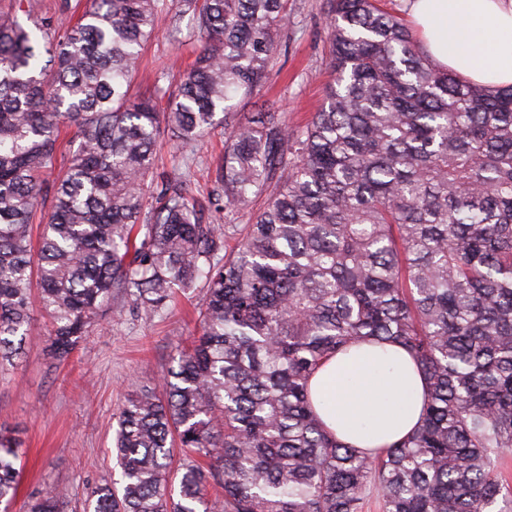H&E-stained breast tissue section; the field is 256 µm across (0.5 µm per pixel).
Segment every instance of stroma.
Returning a JSON list of instances; mask_svg holds the SVG:
<instances>
[{
  "instance_id": "stroma-1",
  "label": "stroma",
  "mask_w": 512,
  "mask_h": 512,
  "mask_svg": "<svg viewBox=\"0 0 512 512\" xmlns=\"http://www.w3.org/2000/svg\"><path fill=\"white\" fill-rule=\"evenodd\" d=\"M290 2V23L278 36L280 68L270 73L260 96L277 100L295 126L321 108L331 74L327 0ZM172 16L168 9L159 14L132 95H150L160 87L175 91L194 60L200 44L189 38L174 41ZM186 157L194 160L195 180L206 181L223 161V128L192 145L163 140L157 164L169 170ZM197 304V298L182 297L147 316L115 297L113 307L64 363L50 353L47 317L33 309V330L21 356L0 362V431L18 438L22 448L23 474L13 512H23L31 497L52 486L67 489L66 512H83L96 486L120 480L112 452L119 410L136 392L157 388L178 350L197 331Z\"/></svg>"
}]
</instances>
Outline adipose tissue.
Segmentation results:
<instances>
[{
  "label": "adipose tissue",
  "mask_w": 512,
  "mask_h": 512,
  "mask_svg": "<svg viewBox=\"0 0 512 512\" xmlns=\"http://www.w3.org/2000/svg\"><path fill=\"white\" fill-rule=\"evenodd\" d=\"M425 51L461 79L512 86V0H412ZM426 381L392 343H355L312 376L313 404L342 442L377 454L419 425Z\"/></svg>",
  "instance_id": "1"
}]
</instances>
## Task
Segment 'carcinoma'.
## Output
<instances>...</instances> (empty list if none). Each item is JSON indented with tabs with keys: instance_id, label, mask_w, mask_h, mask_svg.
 <instances>
[{
	"instance_id": "carcinoma-1",
	"label": "carcinoma",
	"mask_w": 512,
	"mask_h": 512,
	"mask_svg": "<svg viewBox=\"0 0 512 512\" xmlns=\"http://www.w3.org/2000/svg\"><path fill=\"white\" fill-rule=\"evenodd\" d=\"M183 6L201 48L163 109L130 87L165 0H86L70 26L0 18V358L31 331L35 283L60 362L115 293L155 314L203 283L199 334L162 394L120 410L121 487H96L88 512H512V86L441 68L377 0H329L321 109L290 127L266 102L231 126L277 64L288 0ZM221 124L224 224H203L187 175H156V148ZM353 341L404 347L427 381L419 426L379 456L311 401L313 373ZM19 458L0 431L3 512ZM67 497L48 488L28 512Z\"/></svg>"
}]
</instances>
